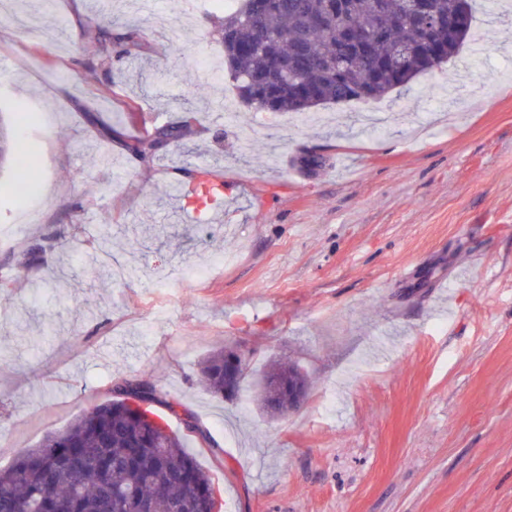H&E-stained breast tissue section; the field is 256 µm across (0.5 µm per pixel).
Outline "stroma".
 I'll list each match as a JSON object with an SVG mask.
<instances>
[{"label":"stroma","mask_w":512,"mask_h":512,"mask_svg":"<svg viewBox=\"0 0 512 512\" xmlns=\"http://www.w3.org/2000/svg\"><path fill=\"white\" fill-rule=\"evenodd\" d=\"M187 0H26L0 15V116L41 115L35 224L0 209V469L137 378L212 443L184 436L224 512H512V28L481 0L442 69L315 118L216 117L228 73L197 96L192 59L224 62L210 12ZM142 25L146 46L98 66L99 43ZM179 125L145 165L137 126ZM234 184L220 221L186 224L173 188L195 164ZM43 245L29 258L28 249ZM309 376L278 418L252 385L199 384L209 353Z\"/></svg>","instance_id":"stroma-1"}]
</instances>
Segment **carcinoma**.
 <instances>
[{
  "label": "carcinoma",
  "instance_id": "cac0c4a2",
  "mask_svg": "<svg viewBox=\"0 0 512 512\" xmlns=\"http://www.w3.org/2000/svg\"><path fill=\"white\" fill-rule=\"evenodd\" d=\"M335 0H241L224 13V61L242 104L255 112L307 115L315 108L384 97L409 88L421 74L457 56L472 28L475 0H430L443 22L458 17L456 36L440 56L424 48V34L407 17V0H345L349 8L317 28L311 18ZM345 27L381 33L369 59H350L336 73L340 34ZM145 45V28H130L105 46L130 55ZM177 136L167 130L124 143L137 161L148 164ZM15 182L30 181L32 157L14 129L0 122V170ZM232 349L209 354L199 377L215 398H233L243 387L249 363L227 374ZM293 380L307 389L308 375L295 363L271 361L259 379L263 408L283 415L293 408L279 383ZM137 385L151 402L163 399L152 384L126 380L114 396L78 415L67 427L29 449L11 468L0 470V512H211L210 474L183 450L180 437L159 439L127 404L126 388Z\"/></svg>",
  "mask_w": 512,
  "mask_h": 512
}]
</instances>
